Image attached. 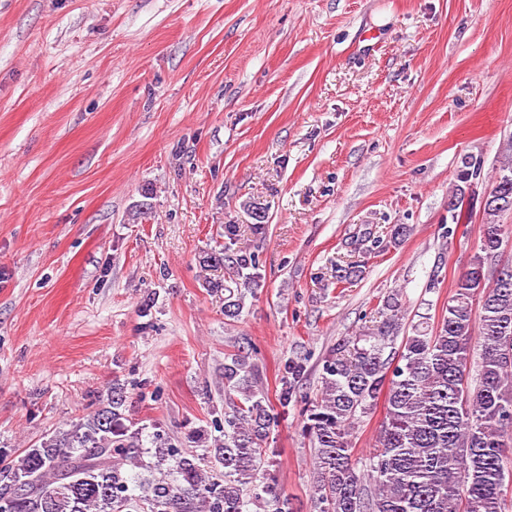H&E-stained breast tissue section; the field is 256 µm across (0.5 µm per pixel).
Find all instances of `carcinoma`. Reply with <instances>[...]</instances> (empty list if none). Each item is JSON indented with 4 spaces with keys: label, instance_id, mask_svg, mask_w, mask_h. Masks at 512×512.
<instances>
[{
    "label": "carcinoma",
    "instance_id": "cac0c4a2",
    "mask_svg": "<svg viewBox=\"0 0 512 512\" xmlns=\"http://www.w3.org/2000/svg\"><path fill=\"white\" fill-rule=\"evenodd\" d=\"M483 162L468 156L458 173L451 218L464 217L467 184ZM512 161L503 164L483 205L477 256L455 283L437 323L403 331L402 296L382 300L380 320L336 342L316 364L311 354L287 358L275 397L283 413L297 405L308 375L319 371L320 396L304 402L301 432L314 449L313 488L319 512H506L505 464L512 452V274L497 258L512 239L498 222L512 205ZM256 245H239L238 224L224 225V245L199 260L202 286L224 290V316L235 318L247 294L264 285L258 243L267 225H247ZM407 227L384 240L365 229L354 250L395 247ZM222 266L228 280L207 271ZM361 262L336 266L339 283L360 277ZM254 347L224 356V415L201 453L185 452L156 431L151 446L126 424L125 399L112 388L107 403L69 428L44 435L8 460L25 481L22 496L0 512H293L288 497L259 481L276 449L278 426ZM385 397V416L370 455H354L353 432ZM141 493H135V490Z\"/></svg>",
    "mask_w": 512,
    "mask_h": 512
}]
</instances>
